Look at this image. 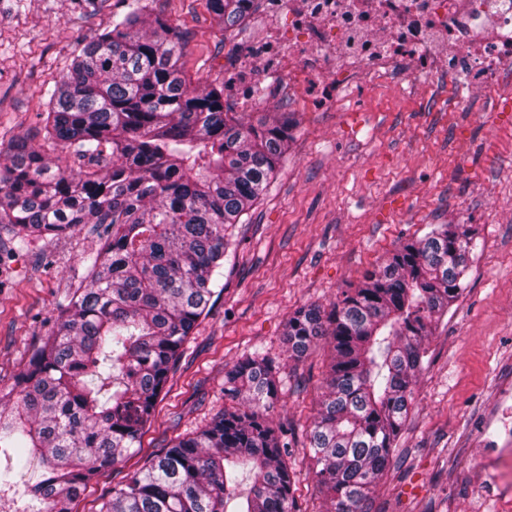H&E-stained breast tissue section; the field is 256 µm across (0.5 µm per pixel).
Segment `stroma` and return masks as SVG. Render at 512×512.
I'll return each mask as SVG.
<instances>
[{"label": "stroma", "instance_id": "obj_1", "mask_svg": "<svg viewBox=\"0 0 512 512\" xmlns=\"http://www.w3.org/2000/svg\"><path fill=\"white\" fill-rule=\"evenodd\" d=\"M0 0V162L31 136L52 88L83 43L110 21L84 17L69 0H25L20 12ZM182 35L180 65L191 81L224 80V57L287 17L256 14L223 31L206 0H142ZM269 112L295 117L288 151L254 208L237 225L224 259L223 292L210 302L182 347L137 448L102 471L74 506L96 512L101 498L224 405V369L260 349L283 362L274 425L292 431L288 463L295 497L317 512L307 433L318 386L330 362L317 345L287 360L285 323L296 309L326 306L358 286L402 242L434 224H470L477 246L464 291L425 342L428 365L413 386L414 407L370 512H487L489 472L471 451L512 392V95L452 103L445 82L417 89L376 79L337 104L312 90L274 98ZM104 241L100 224L47 236L24 249L0 229V396L11 392L32 353L50 335L57 307L79 288L85 256Z\"/></svg>", "mask_w": 512, "mask_h": 512}]
</instances>
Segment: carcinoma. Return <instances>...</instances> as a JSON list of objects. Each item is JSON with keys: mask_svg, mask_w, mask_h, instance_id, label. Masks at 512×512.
<instances>
[{"mask_svg": "<svg viewBox=\"0 0 512 512\" xmlns=\"http://www.w3.org/2000/svg\"><path fill=\"white\" fill-rule=\"evenodd\" d=\"M70 0L112 12L55 82L45 145L15 143L0 163V224L23 248L106 225L87 274L58 305L47 341L0 399V500L14 512H73L104 469L139 443L172 365L223 276L232 229L288 150L290 112H227L224 85L192 86L184 43L141 0ZM226 31L253 0H206ZM475 229L435 224L327 308L301 307L288 359L331 350L308 435L326 512H364L388 468L424 367L423 340L463 291ZM280 364L257 350L224 369L230 404L103 499L98 512H297L282 433ZM35 469L40 480L22 481ZM252 477L242 487L243 475ZM25 499H17L19 486Z\"/></svg>", "mask_w": 512, "mask_h": 512, "instance_id": "1", "label": "carcinoma"}]
</instances>
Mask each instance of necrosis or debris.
I'll list each match as a JSON object with an SVG mask.
<instances>
[{
  "label": "necrosis or debris",
  "mask_w": 512,
  "mask_h": 512,
  "mask_svg": "<svg viewBox=\"0 0 512 512\" xmlns=\"http://www.w3.org/2000/svg\"><path fill=\"white\" fill-rule=\"evenodd\" d=\"M261 11L287 10V42L249 41L227 62V96L244 110L269 91L300 85L352 90L364 78L409 85L441 80L465 99L500 89L512 65V0H263ZM495 435L507 447L474 449L475 466L493 471L495 512H512V395L501 399Z\"/></svg>",
  "instance_id": "1"
}]
</instances>
